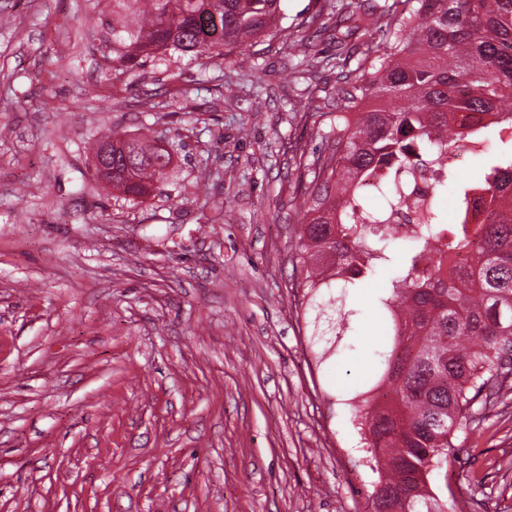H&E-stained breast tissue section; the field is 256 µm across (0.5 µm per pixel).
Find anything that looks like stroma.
Instances as JSON below:
<instances>
[{
	"label": "stroma",
	"mask_w": 512,
	"mask_h": 512,
	"mask_svg": "<svg viewBox=\"0 0 512 512\" xmlns=\"http://www.w3.org/2000/svg\"><path fill=\"white\" fill-rule=\"evenodd\" d=\"M333 2L284 0L250 45L117 76L112 0H0V512H367L344 401L382 283L351 300L359 347L329 357L290 285L299 176L336 119ZM144 125L183 148L140 202L92 157L101 130ZM452 442L432 488L476 477L471 512H512V378Z\"/></svg>",
	"instance_id": "obj_1"
}]
</instances>
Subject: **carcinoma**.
<instances>
[{"label": "carcinoma", "instance_id": "cac0c4a2", "mask_svg": "<svg viewBox=\"0 0 512 512\" xmlns=\"http://www.w3.org/2000/svg\"><path fill=\"white\" fill-rule=\"evenodd\" d=\"M346 32L336 37L338 79L350 121L336 116L325 154L299 181L311 199L300 225L295 264L311 335L347 332L356 310L351 291L381 276L377 303L385 312L383 340L373 352L372 382L347 405L378 482L371 512H466L447 504L427 483L431 467L457 460L453 430L476 422L473 407L495 404L512 374V0H392L357 13L339 0ZM283 19L281 0H112V64L119 73L167 52L222 55L272 34ZM382 23L385 45L348 42L353 32ZM355 68H350V63ZM487 140L476 177L458 196L481 195L485 224H448L436 202L418 218L411 245L395 262L388 215L413 211L416 172L438 165L453 145L456 124ZM171 150L152 151L147 135L112 152V188L146 197L167 176ZM378 178L387 207L365 206L359 183ZM476 250L463 273L445 270L448 256Z\"/></svg>", "mask_w": 512, "mask_h": 512}]
</instances>
